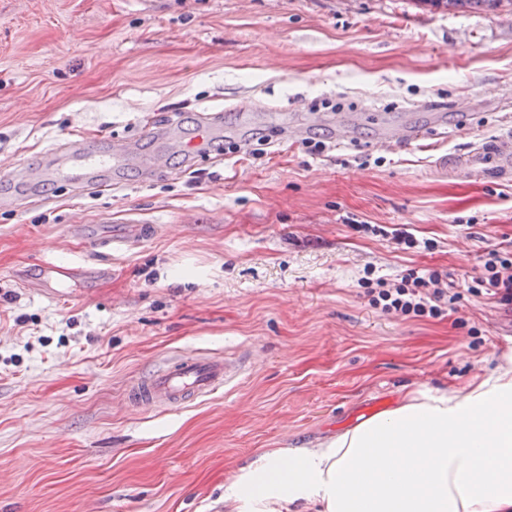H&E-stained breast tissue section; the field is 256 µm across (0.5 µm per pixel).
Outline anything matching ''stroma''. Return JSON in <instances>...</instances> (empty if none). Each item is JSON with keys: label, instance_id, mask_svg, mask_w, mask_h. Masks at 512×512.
I'll list each match as a JSON object with an SVG mask.
<instances>
[{"label": "stroma", "instance_id": "1", "mask_svg": "<svg viewBox=\"0 0 512 512\" xmlns=\"http://www.w3.org/2000/svg\"><path fill=\"white\" fill-rule=\"evenodd\" d=\"M256 100L258 111L239 104ZM352 138L336 145L332 106ZM224 115L234 141L186 158L147 126L191 137ZM367 112L381 121L364 120ZM431 135L376 148L384 127ZM512 129V14L414 0H0V161L37 170L72 139L108 135L136 163L110 188L0 178V512H224V480L261 448H311L512 358V311L465 283L512 245V180L445 172ZM172 154L165 172L142 162ZM142 221L155 236L100 253L69 229ZM382 234L366 232V225ZM419 240L404 250L387 233ZM432 241L425 249L424 241ZM53 260L69 297L19 288ZM86 265L72 274V263ZM450 275L445 316L370 303L365 275ZM248 352V376L176 410L128 385L169 356Z\"/></svg>", "mask_w": 512, "mask_h": 512}]
</instances>
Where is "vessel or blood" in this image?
<instances>
[{"mask_svg":"<svg viewBox=\"0 0 512 512\" xmlns=\"http://www.w3.org/2000/svg\"><path fill=\"white\" fill-rule=\"evenodd\" d=\"M220 114L212 113L201 118L197 131L189 140L181 142V151L190 157L209 152L223 129ZM428 130L409 124L391 125L384 129L379 144L389 147L427 137ZM134 158L131 148L124 143H115L107 138L92 142L86 138L68 141L58 151L62 168L71 172V181L77 187L92 183L106 184L113 164L131 162ZM463 177L487 176L496 179L512 177V133L504 132L473 148L463 155L453 167ZM155 225L136 224L124 235L81 227L80 232L96 249L124 251L153 236ZM58 267L54 262L43 265L44 277L37 289L47 300L58 303L64 298L54 288ZM245 371L237 359L208 356L200 353H181L166 359L165 363L149 376L130 383L126 395L128 401L143 408H179L197 398L209 395L228 386Z\"/></svg>","mask_w":512,"mask_h":512,"instance_id":"b4317fda","label":"vessel or blood"}]
</instances>
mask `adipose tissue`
Returning a JSON list of instances; mask_svg holds the SVG:
<instances>
[{
  "label": "adipose tissue",
  "instance_id": "obj_1",
  "mask_svg": "<svg viewBox=\"0 0 512 512\" xmlns=\"http://www.w3.org/2000/svg\"><path fill=\"white\" fill-rule=\"evenodd\" d=\"M225 512H512V367L408 392L314 448L272 449L224 484Z\"/></svg>",
  "mask_w": 512,
  "mask_h": 512
}]
</instances>
